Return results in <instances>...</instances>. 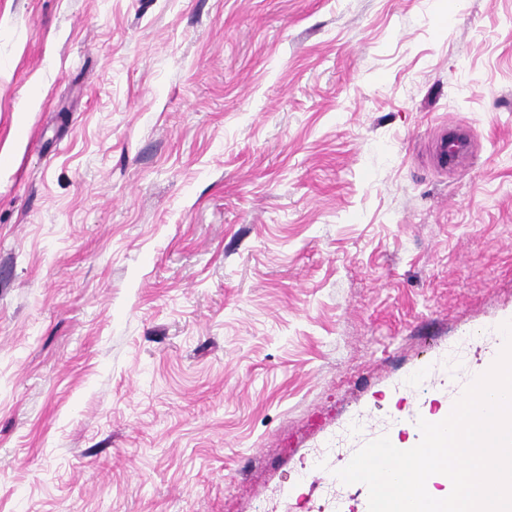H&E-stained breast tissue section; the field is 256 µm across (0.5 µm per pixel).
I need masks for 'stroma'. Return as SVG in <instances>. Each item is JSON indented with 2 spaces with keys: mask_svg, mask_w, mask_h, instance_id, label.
Segmentation results:
<instances>
[{
  "mask_svg": "<svg viewBox=\"0 0 512 512\" xmlns=\"http://www.w3.org/2000/svg\"><path fill=\"white\" fill-rule=\"evenodd\" d=\"M508 321L512 0H0V512H365ZM465 149V145L462 143H448V139L441 140L437 145L438 163L443 167H455L464 159L465 156L460 153Z\"/></svg>",
  "mask_w": 512,
  "mask_h": 512,
  "instance_id": "obj_1",
  "label": "stroma"
}]
</instances>
